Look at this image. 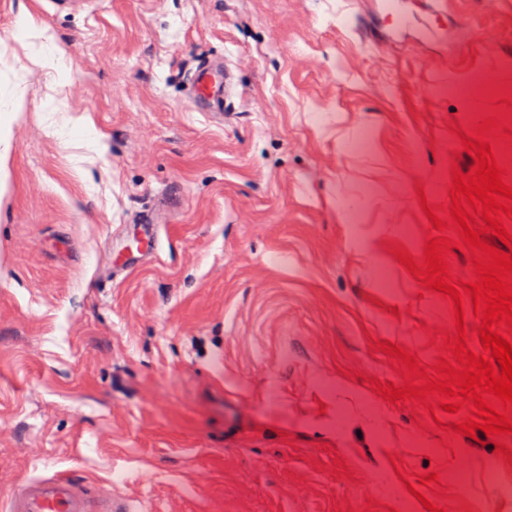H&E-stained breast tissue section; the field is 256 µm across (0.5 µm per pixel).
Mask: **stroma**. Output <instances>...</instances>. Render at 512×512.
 <instances>
[{
	"label": "stroma",
	"instance_id": "obj_1",
	"mask_svg": "<svg viewBox=\"0 0 512 512\" xmlns=\"http://www.w3.org/2000/svg\"><path fill=\"white\" fill-rule=\"evenodd\" d=\"M447 2L0 0V505L61 473L147 512H394L375 476L435 471L446 512H512L493 439L375 390L404 379L373 340L428 370L457 330L392 248L422 259L419 193L450 206L512 96V0ZM209 55L220 120L187 100ZM233 80V72L223 58L201 59L189 78L193 109L210 113L224 110L232 94Z\"/></svg>",
	"mask_w": 512,
	"mask_h": 512
}]
</instances>
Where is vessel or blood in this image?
Returning a JSON list of instances; mask_svg holds the SVG:
<instances>
[{
  "label": "vessel or blood",
  "mask_w": 512,
  "mask_h": 512,
  "mask_svg": "<svg viewBox=\"0 0 512 512\" xmlns=\"http://www.w3.org/2000/svg\"><path fill=\"white\" fill-rule=\"evenodd\" d=\"M234 75L223 59H201L189 78L192 107L198 112L224 110L231 97ZM8 512H143L133 498L112 494L94 495L85 484L64 475L27 481L8 503Z\"/></svg>",
  "instance_id": "b4317fda"
}]
</instances>
